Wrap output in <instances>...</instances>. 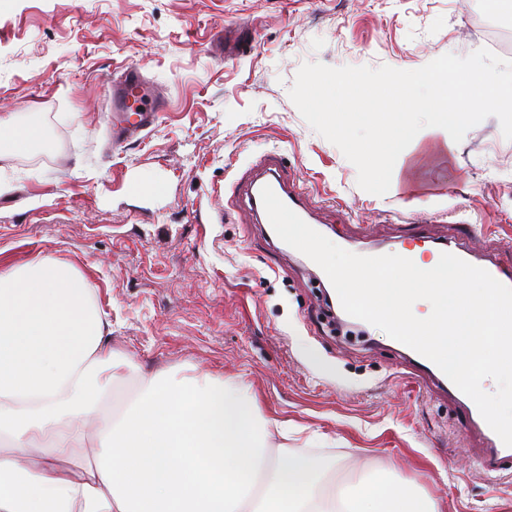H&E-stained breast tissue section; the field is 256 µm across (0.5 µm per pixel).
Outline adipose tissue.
Instances as JSON below:
<instances>
[{"label": "adipose tissue", "mask_w": 512, "mask_h": 512, "mask_svg": "<svg viewBox=\"0 0 512 512\" xmlns=\"http://www.w3.org/2000/svg\"><path fill=\"white\" fill-rule=\"evenodd\" d=\"M437 61L401 84L375 146L400 173L427 138L448 139L479 112L512 106V86L479 76L461 98L427 111ZM89 280L44 257L0 268V512H438L436 501L375 473L338 488L302 457L271 450L287 422L261 415L246 388L189 367L146 374L109 345ZM136 378L121 405L115 386ZM88 468L66 460L87 423Z\"/></svg>", "instance_id": "adipose-tissue-1"}]
</instances>
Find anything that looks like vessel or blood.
Here are the masks:
<instances>
[{
  "label": "vessel or blood",
  "mask_w": 512,
  "mask_h": 512,
  "mask_svg": "<svg viewBox=\"0 0 512 512\" xmlns=\"http://www.w3.org/2000/svg\"><path fill=\"white\" fill-rule=\"evenodd\" d=\"M112 138L115 145H123L129 138L150 129L159 112L165 107L164 99L140 68L127 66L112 75L111 91ZM276 196L297 215L307 214L309 207L301 194L287 189L279 173H272L267 181ZM467 416L486 444L481 458L485 472L502 474L512 464V447L505 446L488 426L473 401H465Z\"/></svg>",
  "instance_id": "obj_1"
}]
</instances>
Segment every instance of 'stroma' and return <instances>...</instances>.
Returning a JSON list of instances; mask_svg holds the SVG:
<instances>
[{"instance_id": "35a3bbf8", "label": "stroma", "mask_w": 512, "mask_h": 512, "mask_svg": "<svg viewBox=\"0 0 512 512\" xmlns=\"http://www.w3.org/2000/svg\"><path fill=\"white\" fill-rule=\"evenodd\" d=\"M239 26L252 47L218 58ZM470 0H10L0 7V119L34 127L0 158V267L64 261L93 284L112 345L144 372L198 367L244 383L265 416L300 430L292 454L340 482L381 472L441 512H512V475L447 390L411 378L393 338L358 335L311 260L258 222L241 185L264 159L349 248L387 249L404 225L512 266V119L481 113L445 155L426 151L382 196L289 96L302 63L414 70L491 43ZM133 64L167 112L113 148L112 73Z\"/></svg>"}]
</instances>
